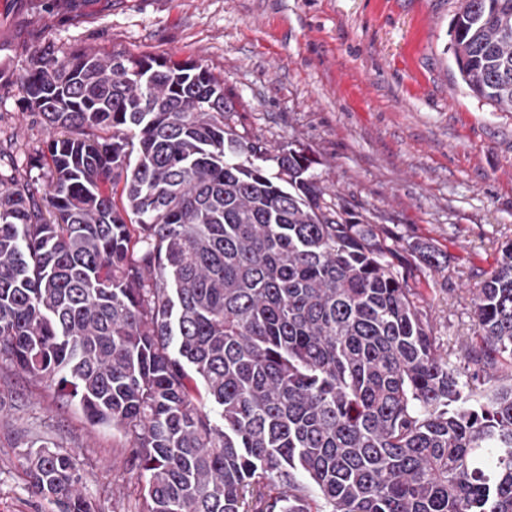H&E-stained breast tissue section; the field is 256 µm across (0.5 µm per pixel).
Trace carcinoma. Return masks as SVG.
Here are the masks:
<instances>
[{
	"label": "carcinoma",
	"mask_w": 512,
	"mask_h": 512,
	"mask_svg": "<svg viewBox=\"0 0 512 512\" xmlns=\"http://www.w3.org/2000/svg\"><path fill=\"white\" fill-rule=\"evenodd\" d=\"M451 36L512 112V0H460ZM20 83L50 176H0V356L128 437L142 512H512V239L450 368L395 265L439 250L240 133L202 63L38 52ZM26 462L92 512L70 452Z\"/></svg>",
	"instance_id": "obj_1"
}]
</instances>
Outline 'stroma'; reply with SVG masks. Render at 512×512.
<instances>
[{
  "instance_id": "1",
  "label": "stroma",
  "mask_w": 512,
  "mask_h": 512,
  "mask_svg": "<svg viewBox=\"0 0 512 512\" xmlns=\"http://www.w3.org/2000/svg\"><path fill=\"white\" fill-rule=\"evenodd\" d=\"M458 0H0V173L46 182L49 135L18 80L33 52L195 59L237 130L295 142L334 201L445 257L400 263L442 353L476 333L471 298L512 238V112L472 96L452 55ZM72 452L95 512H141L127 437L0 359V512H58L25 453Z\"/></svg>"
}]
</instances>
